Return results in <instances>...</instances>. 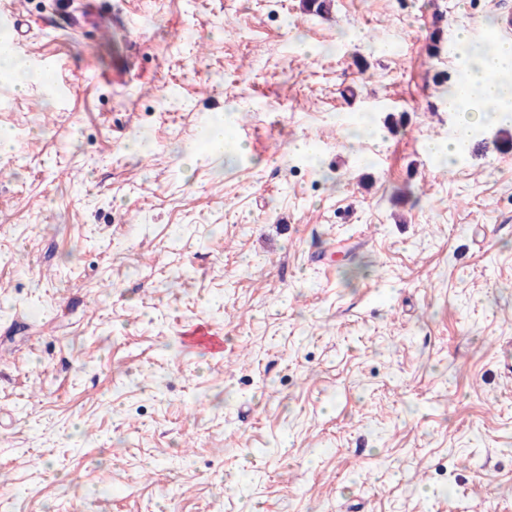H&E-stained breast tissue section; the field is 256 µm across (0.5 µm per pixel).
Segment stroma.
Here are the masks:
<instances>
[{"mask_svg": "<svg viewBox=\"0 0 512 512\" xmlns=\"http://www.w3.org/2000/svg\"><path fill=\"white\" fill-rule=\"evenodd\" d=\"M24 2L0 512H512V126L425 149L501 0ZM185 343L218 353L224 350V339L208 324L196 323L183 333Z\"/></svg>", "mask_w": 512, "mask_h": 512, "instance_id": "stroma-1", "label": "stroma"}]
</instances>
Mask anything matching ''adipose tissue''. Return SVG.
<instances>
[{"label":"adipose tissue","instance_id":"obj_1","mask_svg":"<svg viewBox=\"0 0 512 512\" xmlns=\"http://www.w3.org/2000/svg\"><path fill=\"white\" fill-rule=\"evenodd\" d=\"M456 40L462 53L461 62L469 77L465 91L448 99L449 110L459 115L455 134L444 146L433 141L426 142L425 147L432 154L445 150L453 155L465 149L478 132L479 121L487 102H495L498 112H512V84L488 79L489 74L512 70V42L497 41L492 54L472 57L467 52L470 43L468 32L458 30Z\"/></svg>","mask_w":512,"mask_h":512}]
</instances>
